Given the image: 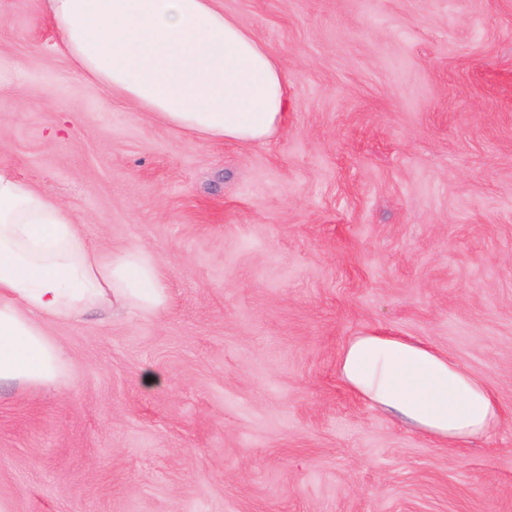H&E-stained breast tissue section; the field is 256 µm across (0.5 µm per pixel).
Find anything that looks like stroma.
I'll return each mask as SVG.
<instances>
[{
  "label": "stroma",
  "mask_w": 512,
  "mask_h": 512,
  "mask_svg": "<svg viewBox=\"0 0 512 512\" xmlns=\"http://www.w3.org/2000/svg\"><path fill=\"white\" fill-rule=\"evenodd\" d=\"M281 59L288 119L206 143L75 79L0 0V165L158 317L49 325L57 384L0 387V512H512V0H221ZM378 330L448 352L499 434L439 447L337 372Z\"/></svg>",
  "instance_id": "obj_1"
}]
</instances>
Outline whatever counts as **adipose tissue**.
I'll list each match as a JSON object with an SVG mask.
<instances>
[{
  "label": "adipose tissue",
  "instance_id": "adipose-tissue-1",
  "mask_svg": "<svg viewBox=\"0 0 512 512\" xmlns=\"http://www.w3.org/2000/svg\"><path fill=\"white\" fill-rule=\"evenodd\" d=\"M73 74L204 141L262 142L284 123L280 59L216 0H37ZM166 273L140 246L105 252L54 196L0 166V383L43 385L66 368L48 324L99 307L157 315ZM360 398L429 438L458 446L494 437L492 390L448 353L376 331L338 362Z\"/></svg>",
  "mask_w": 512,
  "mask_h": 512
}]
</instances>
